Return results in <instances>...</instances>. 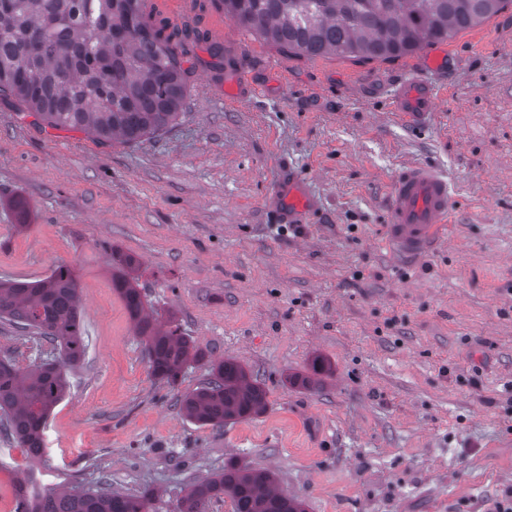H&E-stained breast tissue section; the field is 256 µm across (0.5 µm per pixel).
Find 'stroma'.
Returning a JSON list of instances; mask_svg holds the SVG:
<instances>
[{
    "instance_id": "1",
    "label": "stroma",
    "mask_w": 512,
    "mask_h": 512,
    "mask_svg": "<svg viewBox=\"0 0 512 512\" xmlns=\"http://www.w3.org/2000/svg\"><path fill=\"white\" fill-rule=\"evenodd\" d=\"M224 38L263 95L226 102L209 85L224 56L200 41L184 52L181 116L135 144L0 103V279L70 265L86 343L44 458L0 441V512L32 473L54 491L149 487L157 512H174L191 479L235 457L274 471L307 512H496L512 501V6L424 44L453 70L421 129L387 89L420 53L308 57L229 20ZM416 163L446 174L455 210L408 264L381 239L392 184ZM285 166L319 195L306 223L268 210ZM114 249L139 258L160 322L265 386L266 414L220 431L180 414L208 369L190 363L172 386L151 375L112 288ZM50 355L0 324V358L25 369ZM316 357L320 386L291 384Z\"/></svg>"
}]
</instances>
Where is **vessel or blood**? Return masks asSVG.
Segmentation results:
<instances>
[{
    "instance_id": "b4317fda",
    "label": "vessel or blood",
    "mask_w": 512,
    "mask_h": 512,
    "mask_svg": "<svg viewBox=\"0 0 512 512\" xmlns=\"http://www.w3.org/2000/svg\"><path fill=\"white\" fill-rule=\"evenodd\" d=\"M147 14H163L175 25L199 20L203 35L221 41L223 25L219 11L199 17L196 0H145ZM446 54L432 53L422 58L419 71L398 83L390 99L394 112L411 127L427 126L436 110L435 77L446 74ZM212 86L223 88L224 98L239 101L257 97L259 86L248 78L244 56L236 48L224 51V72L211 78ZM281 222L304 223L319 206L310 186L295 173L281 174L268 200ZM454 201L447 178L434 166L414 164L402 169L391 189L387 206L385 247L395 256L415 260L430 253L439 243L440 235L452 220Z\"/></svg>"
}]
</instances>
